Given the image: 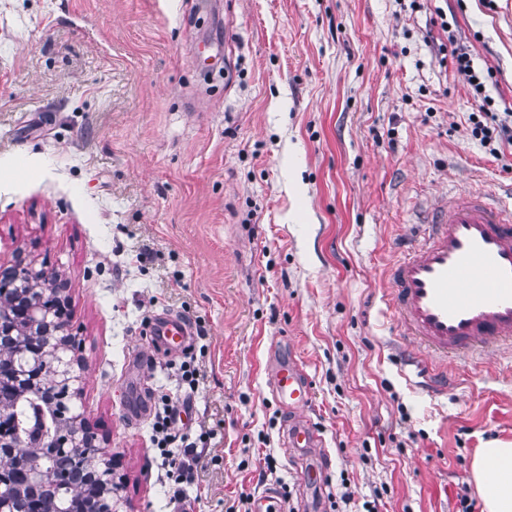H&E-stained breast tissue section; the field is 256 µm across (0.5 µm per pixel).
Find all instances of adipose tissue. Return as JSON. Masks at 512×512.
<instances>
[{
	"label": "adipose tissue",
	"instance_id": "obj_1",
	"mask_svg": "<svg viewBox=\"0 0 512 512\" xmlns=\"http://www.w3.org/2000/svg\"><path fill=\"white\" fill-rule=\"evenodd\" d=\"M472 475L486 512H512V443L494 441L477 449Z\"/></svg>",
	"mask_w": 512,
	"mask_h": 512
}]
</instances>
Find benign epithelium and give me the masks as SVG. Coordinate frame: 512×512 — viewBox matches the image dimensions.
I'll list each match as a JSON object with an SVG mask.
<instances>
[{
    "mask_svg": "<svg viewBox=\"0 0 512 512\" xmlns=\"http://www.w3.org/2000/svg\"><path fill=\"white\" fill-rule=\"evenodd\" d=\"M52 271L20 261L0 280V512L18 502L35 512H76L91 487V512H117L119 483L112 451L97 444L83 413L71 405L80 393L79 360L69 334L63 289ZM35 398L53 416L48 435L12 428V412Z\"/></svg>",
    "mask_w": 512,
    "mask_h": 512,
    "instance_id": "benign-epithelium-1",
    "label": "benign epithelium"
}]
</instances>
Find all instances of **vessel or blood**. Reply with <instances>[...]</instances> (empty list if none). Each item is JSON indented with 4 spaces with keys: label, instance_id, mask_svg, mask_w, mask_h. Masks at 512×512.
<instances>
[{
    "label": "vessel or blood",
    "instance_id": "obj_1",
    "mask_svg": "<svg viewBox=\"0 0 512 512\" xmlns=\"http://www.w3.org/2000/svg\"><path fill=\"white\" fill-rule=\"evenodd\" d=\"M388 281L386 310L413 361L427 371L430 391L447 389L449 360L512 350V203L455 197L421 225L417 239L389 269ZM190 332L185 319L168 316L158 319L152 336L169 345ZM271 384L290 414L289 447H318L316 433L302 418L311 400L310 381L291 356H279Z\"/></svg>",
    "mask_w": 512,
    "mask_h": 512
}]
</instances>
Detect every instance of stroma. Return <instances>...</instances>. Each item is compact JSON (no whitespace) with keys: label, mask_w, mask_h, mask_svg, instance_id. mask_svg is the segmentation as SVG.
I'll list each match as a JSON object with an SVG mask.
<instances>
[{"label":"stroma","mask_w":512,"mask_h":512,"mask_svg":"<svg viewBox=\"0 0 512 512\" xmlns=\"http://www.w3.org/2000/svg\"><path fill=\"white\" fill-rule=\"evenodd\" d=\"M443 16L512 113V0H0V269L61 279L119 512H250L267 489L303 507L313 459L283 448L266 373L282 351L312 386L327 498L345 477L352 512L476 497V449L512 441V360L458 361L430 395L383 313L427 207L512 185V144L470 134ZM167 313L184 348L152 344ZM159 392L197 445L176 504Z\"/></svg>","instance_id":"35a3bbf8"}]
</instances>
